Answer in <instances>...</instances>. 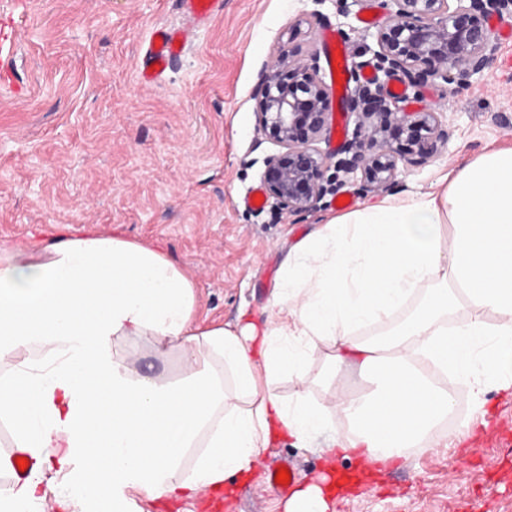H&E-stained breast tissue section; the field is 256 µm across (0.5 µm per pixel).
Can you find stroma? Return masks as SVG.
<instances>
[{
  "mask_svg": "<svg viewBox=\"0 0 512 512\" xmlns=\"http://www.w3.org/2000/svg\"><path fill=\"white\" fill-rule=\"evenodd\" d=\"M368 0H224L161 84L138 80L143 43L181 21L178 0H0L20 33L0 67L21 96L0 90V243L32 247L62 231L112 233L160 244L197 277L198 317L263 321L280 268L296 241L331 217L441 189L442 178L489 149L512 148V16L491 18L490 65L464 91L428 81L407 106L448 126L447 146L389 128L396 176L384 191L343 175L312 211L291 215L265 202V159L278 148L258 130L255 94L279 54L306 59L324 32L370 78L377 49ZM112 351L140 374L177 380L180 351L155 357L123 338ZM456 430L410 449L359 489L334 492L328 512H512V393L489 392ZM288 460L301 482H319L317 445L281 442L218 506L182 499L156 506L134 496L129 512H285L264 473ZM460 473L450 474L451 464Z\"/></svg>",
  "mask_w": 512,
  "mask_h": 512,
  "instance_id": "obj_1",
  "label": "stroma"
}]
</instances>
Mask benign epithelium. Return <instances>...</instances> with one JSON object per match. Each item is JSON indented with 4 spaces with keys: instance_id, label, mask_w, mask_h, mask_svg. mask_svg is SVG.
<instances>
[{
    "instance_id": "obj_1",
    "label": "benign epithelium",
    "mask_w": 512,
    "mask_h": 512,
    "mask_svg": "<svg viewBox=\"0 0 512 512\" xmlns=\"http://www.w3.org/2000/svg\"><path fill=\"white\" fill-rule=\"evenodd\" d=\"M378 0L382 21L376 25L378 71L386 78L412 74L420 67L430 77L463 90L488 64L496 50L488 19L512 15V0ZM295 85L285 89L278 65L266 69L256 97V121L265 137L281 152L265 160L264 188L274 204L290 214L312 210L326 195L324 172L332 155L318 144L331 131L326 112L328 87L320 77L317 56L299 62ZM342 108L355 115L356 128L345 152L351 157L337 166L345 174L361 173L363 186L384 190L395 177L397 161L386 132L394 123L409 133L428 131L432 151L446 145L450 132L434 112H401L390 108L398 96L374 77L357 82L341 95ZM302 129L303 137L296 135Z\"/></svg>"
}]
</instances>
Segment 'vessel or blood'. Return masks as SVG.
I'll return each instance as SVG.
<instances>
[{"instance_id":"vessel-or-blood-1","label":"vessel or blood","mask_w":512,"mask_h":512,"mask_svg":"<svg viewBox=\"0 0 512 512\" xmlns=\"http://www.w3.org/2000/svg\"><path fill=\"white\" fill-rule=\"evenodd\" d=\"M183 21L177 26L157 27L141 49L138 71L141 84L160 83L175 59L184 51L193 31L210 25L224 9V0H180Z\"/></svg>"}]
</instances>
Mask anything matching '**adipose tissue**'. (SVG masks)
Masks as SVG:
<instances>
[{
	"mask_svg": "<svg viewBox=\"0 0 512 512\" xmlns=\"http://www.w3.org/2000/svg\"><path fill=\"white\" fill-rule=\"evenodd\" d=\"M429 293L394 317L420 286ZM194 273L149 243L87 232L38 250L0 245V423L32 464L0 487V512L45 500V482L81 464L79 500L120 512L128 490L194 498L250 473L281 439L321 432L328 471L374 474L428 442L446 423L452 386L485 405L512 387V148L490 151L439 191L331 219L289 253L264 327H204ZM461 316L449 327V315ZM384 327L386 340L358 329ZM176 347L178 382L133 373L114 356L119 337ZM329 351L309 377L310 352ZM371 391L352 397L344 368ZM298 379L294 400L272 381ZM453 384H441L444 376ZM319 386L326 402L311 400ZM341 433L329 430L332 419ZM194 455L190 471L182 466Z\"/></svg>",
	"mask_w": 512,
	"mask_h": 512,
	"instance_id": "adipose-tissue-1",
	"label": "adipose tissue"
}]
</instances>
